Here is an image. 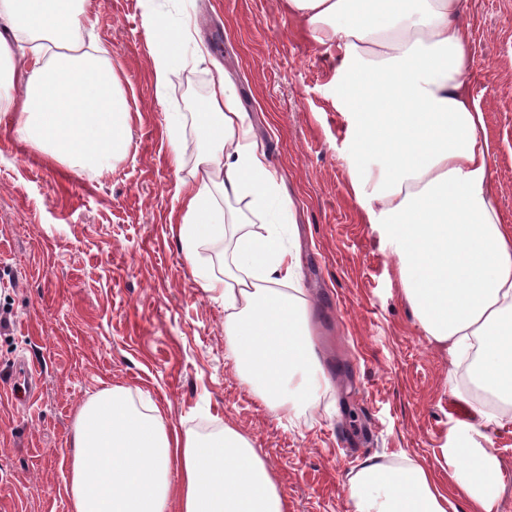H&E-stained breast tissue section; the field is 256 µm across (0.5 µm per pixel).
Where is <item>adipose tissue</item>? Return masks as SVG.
<instances>
[{
  "label": "adipose tissue",
  "mask_w": 512,
  "mask_h": 512,
  "mask_svg": "<svg viewBox=\"0 0 512 512\" xmlns=\"http://www.w3.org/2000/svg\"><path fill=\"white\" fill-rule=\"evenodd\" d=\"M85 0H0V116L50 160L94 179L123 159L130 112L112 50L85 44ZM290 14L336 47V108L348 177L368 223L383 225L406 302L423 331L468 364L486 398L485 424L512 422V225L501 223L468 93V0H287ZM157 91L186 62L192 25L150 12L143 22ZM222 75L198 114L205 148L178 181V238L200 288L224 301V334L240 377L274 413L293 414L329 389L312 340L299 253L282 227L294 201L249 115ZM262 216L264 233L249 231ZM237 233L222 273L199 247ZM456 463L468 512H495L496 455L463 428L442 448ZM71 512H288L277 478L249 437L227 426L169 428L158 407L103 389L74 427ZM178 483H170L171 470ZM350 512H448L431 467L407 456L364 459L347 481Z\"/></svg>",
  "instance_id": "1"
}]
</instances>
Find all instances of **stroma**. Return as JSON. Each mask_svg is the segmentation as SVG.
I'll list each match as a JSON object with an SVG mask.
<instances>
[{"label":"stroma","mask_w":512,"mask_h":512,"mask_svg":"<svg viewBox=\"0 0 512 512\" xmlns=\"http://www.w3.org/2000/svg\"><path fill=\"white\" fill-rule=\"evenodd\" d=\"M164 5L197 21L191 55L157 95L143 18ZM93 35L112 47L132 144L90 180L22 142L0 118V512H70L71 438L102 389L153 399L167 424L201 434L232 426L274 472L289 512H347L346 482L366 457L432 465L467 512L441 457L475 398L464 368L420 327L382 225L368 223L347 175L349 146L332 52L283 0H86ZM468 92L484 113L502 223L512 225V0H469ZM227 72L257 137L295 202L300 286L330 388L315 408L268 411L240 379L224 336V302L196 282L173 220L176 184L165 126L196 112ZM36 373L13 394L15 367ZM500 461L496 512H512V424L480 426Z\"/></svg>","instance_id":"35a3bbf8"}]
</instances>
